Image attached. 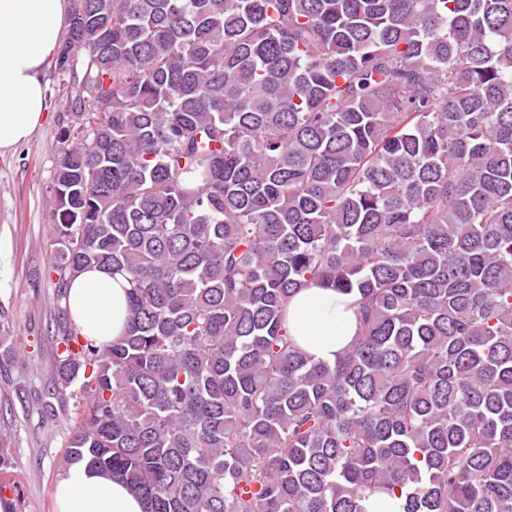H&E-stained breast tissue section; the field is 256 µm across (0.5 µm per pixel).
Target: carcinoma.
Here are the masks:
<instances>
[{"mask_svg":"<svg viewBox=\"0 0 512 512\" xmlns=\"http://www.w3.org/2000/svg\"><path fill=\"white\" fill-rule=\"evenodd\" d=\"M58 300L127 279L62 464L145 512H512V0H72ZM356 297L333 363L290 335ZM354 295L311 285L291 298L286 322L291 336L315 357L333 362L357 331Z\"/></svg>","mask_w":512,"mask_h":512,"instance_id":"1","label":"carcinoma"}]
</instances>
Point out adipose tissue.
Wrapping results in <instances>:
<instances>
[{"mask_svg":"<svg viewBox=\"0 0 512 512\" xmlns=\"http://www.w3.org/2000/svg\"><path fill=\"white\" fill-rule=\"evenodd\" d=\"M65 0H0V151L29 139L48 115L42 70L60 45ZM129 285L121 274L91 268L68 290L67 307L82 336L106 343L122 336ZM355 298L310 286L291 298V336L315 357L334 361L356 331ZM56 512H144L143 501L121 481L85 468L53 487Z\"/></svg>","mask_w":512,"mask_h":512,"instance_id":"ef3b65f1","label":"adipose tissue"}]
</instances>
